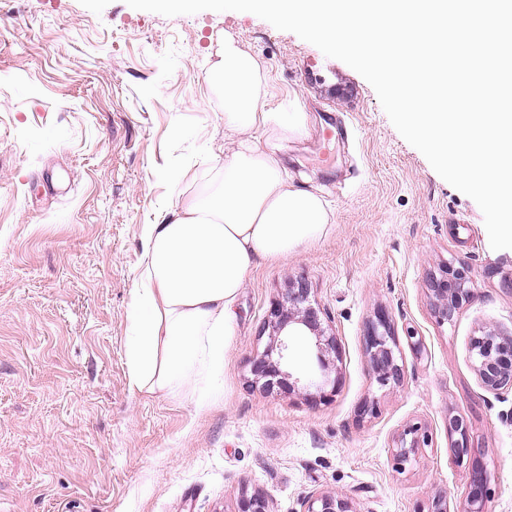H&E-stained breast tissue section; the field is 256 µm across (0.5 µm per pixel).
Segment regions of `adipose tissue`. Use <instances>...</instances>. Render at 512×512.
Listing matches in <instances>:
<instances>
[{"instance_id":"obj_1","label":"adipose tissue","mask_w":512,"mask_h":512,"mask_svg":"<svg viewBox=\"0 0 512 512\" xmlns=\"http://www.w3.org/2000/svg\"><path fill=\"white\" fill-rule=\"evenodd\" d=\"M217 56L207 82L222 100L231 144L210 189L148 225L125 345L138 392L177 398L193 389L200 409L219 398L197 377L224 370L247 272L256 260L287 258L334 223L328 202L291 181L276 153L278 140L305 135L303 113L266 110L267 70L233 34Z\"/></svg>"}]
</instances>
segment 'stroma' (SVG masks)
I'll return each instance as SVG.
<instances>
[{"label": "stroma", "mask_w": 512, "mask_h": 512, "mask_svg": "<svg viewBox=\"0 0 512 512\" xmlns=\"http://www.w3.org/2000/svg\"><path fill=\"white\" fill-rule=\"evenodd\" d=\"M264 63L272 112H301L288 174L335 212L320 240L256 263L234 306L221 397H145L126 364L146 224L224 163V116L206 74L225 33ZM187 168L195 179L174 183ZM469 270L474 292L438 322L428 273ZM304 278L339 357L326 401L252 385L262 329ZM387 312L404 378L380 386L367 323ZM512 329V249L489 243L477 203L397 131L344 62L251 13L165 17L125 0H0V512H302L318 491L355 512H426L469 492L448 420L469 424L512 512V391L480 384L479 327ZM376 413L360 417L361 406ZM431 438L405 470L407 425ZM429 445L428 431L422 424H410L400 434L397 446L393 449V462L397 469H402L419 448Z\"/></svg>", "instance_id": "obj_1"}]
</instances>
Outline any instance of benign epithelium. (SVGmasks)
<instances>
[{
  "label": "benign epithelium",
  "mask_w": 512,
  "mask_h": 512,
  "mask_svg": "<svg viewBox=\"0 0 512 512\" xmlns=\"http://www.w3.org/2000/svg\"><path fill=\"white\" fill-rule=\"evenodd\" d=\"M431 291L440 301L438 316L442 321L452 319L456 310L472 295L473 278L465 269L452 271V275L434 277L430 280ZM311 289L303 279L288 283L282 297L270 310L267 322L269 342L257 354L251 368L253 382L262 383L268 392L285 394L306 393L310 387L323 393L325 383H315L296 373L290 365L291 338L312 335L317 358L322 368L330 364L329 356L338 355L336 337L326 333L322 326L320 308L310 300ZM367 353L378 374L382 386L398 385L403 379V368L399 364L400 348L391 320L386 313L376 317L366 336ZM469 352L474 370L485 390L498 394L512 390V332L496 326H485L478 335L471 337ZM468 425L461 417L448 420V437L451 449L459 463L471 458L468 443ZM429 445V434L419 423L410 424L400 434L393 449L394 466L405 467L419 449ZM471 490L464 503L450 509L448 497H439L432 502L429 512H485V502L490 497L488 475L483 466L472 464ZM238 512H269L266 499L259 494L242 495ZM303 512H354L348 498L339 493H314L304 501Z\"/></svg>",
  "instance_id": "7a95c632"
}]
</instances>
